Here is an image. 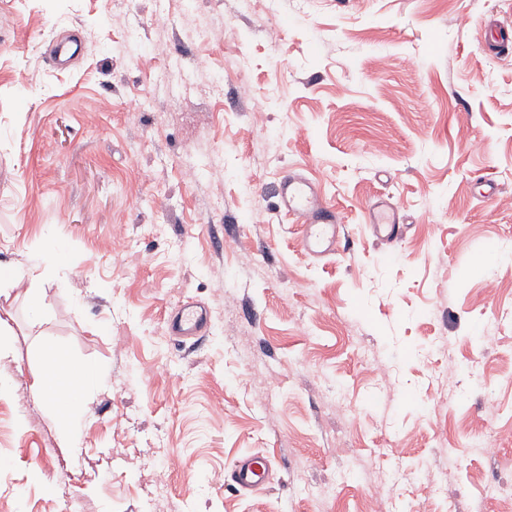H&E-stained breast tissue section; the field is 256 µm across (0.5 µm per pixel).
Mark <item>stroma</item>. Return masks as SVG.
I'll return each instance as SVG.
<instances>
[{
	"label": "stroma",
	"instance_id": "obj_1",
	"mask_svg": "<svg viewBox=\"0 0 512 512\" xmlns=\"http://www.w3.org/2000/svg\"><path fill=\"white\" fill-rule=\"evenodd\" d=\"M486 21L512 28V0H0V512H61L64 487L79 512H143L164 453L183 466L163 512H369L384 480L382 512H512L481 498L512 480V328L482 339L512 310V47ZM64 32L85 40L68 70ZM130 36L139 53L114 50ZM174 59L178 100L157 94ZM290 171L343 216L330 260L277 209ZM380 196L393 243L366 224ZM192 301L209 328L175 341L165 316ZM51 346L108 372L75 448L33 385ZM452 357L466 371L440 383ZM248 454L270 476L243 492ZM367 224L373 234L382 241L393 242L402 233L401 216L398 209L381 198L375 199L367 212ZM269 469L258 455L240 457L233 465L229 479L240 490H254L267 482Z\"/></svg>",
	"mask_w": 512,
	"mask_h": 512
}]
</instances>
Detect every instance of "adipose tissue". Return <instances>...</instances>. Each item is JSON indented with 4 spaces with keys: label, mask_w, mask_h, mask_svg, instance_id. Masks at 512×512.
<instances>
[{
    "label": "adipose tissue",
    "mask_w": 512,
    "mask_h": 512,
    "mask_svg": "<svg viewBox=\"0 0 512 512\" xmlns=\"http://www.w3.org/2000/svg\"><path fill=\"white\" fill-rule=\"evenodd\" d=\"M43 358L45 367L34 385L48 401L63 434L73 437L104 371L95 363L71 365L67 354L55 347L45 349Z\"/></svg>",
    "instance_id": "obj_1"
}]
</instances>
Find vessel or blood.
<instances>
[{
	"instance_id": "vessel-or-blood-1",
	"label": "vessel or blood",
	"mask_w": 512,
	"mask_h": 512,
	"mask_svg": "<svg viewBox=\"0 0 512 512\" xmlns=\"http://www.w3.org/2000/svg\"><path fill=\"white\" fill-rule=\"evenodd\" d=\"M278 206L299 224V246L309 257L322 260L335 255L342 218L318 183L302 173H288L280 182ZM367 222L373 234L386 242L397 240L402 233L398 209L380 198L370 204ZM208 321V311L184 304L169 314L166 326L169 335L192 338L204 335ZM268 475L269 469L259 456L245 455L234 463L229 479L238 489L250 491L265 485Z\"/></svg>"
}]
</instances>
